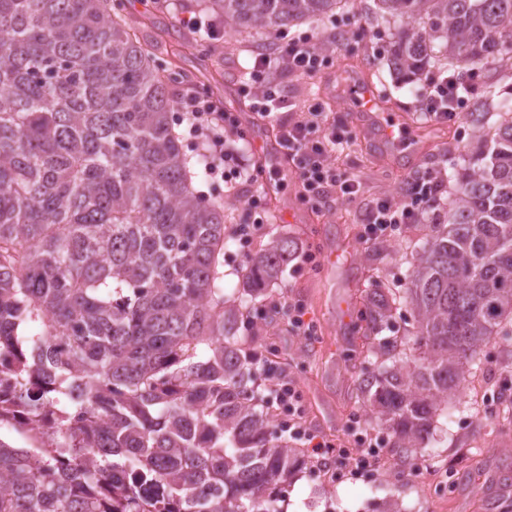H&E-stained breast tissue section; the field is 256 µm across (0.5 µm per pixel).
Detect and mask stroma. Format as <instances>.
Wrapping results in <instances>:
<instances>
[{
	"label": "stroma",
	"mask_w": 512,
	"mask_h": 512,
	"mask_svg": "<svg viewBox=\"0 0 512 512\" xmlns=\"http://www.w3.org/2000/svg\"><path fill=\"white\" fill-rule=\"evenodd\" d=\"M372 6V0H349L323 26L292 27L295 35L312 32L327 49L326 61L313 77L285 70L276 75L285 116L294 119L318 110L326 124L344 122L354 132L343 150L330 153L329 161L351 173L360 191L351 199L330 197L317 213L301 200L290 168L261 161L260 140L273 130L269 121L253 118L251 102L241 94L254 49L245 42L229 49L222 18L194 6L179 10V17L196 19L210 30L206 43L214 63L209 95L221 100L225 111L245 119L248 136L247 142L228 144L242 158L239 177L202 174L194 186L225 204L229 230L241 224L257 227L248 243L232 238L224 248L225 294L241 288L243 265L271 235L296 240L297 253L286 273L255 305V325L239 333L271 343L265 358L298 393L309 430L343 448L354 447L359 432L379 440L384 450L385 468L371 480L348 471L328 481V471L338 468L335 456L309 455L288 486V512H373L377 501L390 493L407 512H512V423L503 421L499 412L502 402L512 400V335L495 337L483 348L479 370L449 395L412 457L393 449L390 432L358 396L366 352L353 325L365 296L372 288L400 292L426 241V226L447 211L449 194L439 193L433 209L421 212L415 223L401 225L391 239L364 245L359 233L366 211L382 196L403 200L409 177L425 170L447 178L449 154L473 146L472 103H464L456 121L429 120L420 110V92L396 82L387 56L394 28L376 19ZM126 11L140 40L154 44L156 52L174 53L180 68L195 71L196 60L189 50L179 49L177 35L169 31V12L157 10L153 0H127ZM367 75L378 79L380 96L395 103L422 142H376L361 128L348 110L344 87ZM310 250L317 252V264L305 261ZM276 304L301 306L309 331L297 330L287 315L268 318ZM440 474L448 481L444 496L433 492Z\"/></svg>",
	"instance_id": "35a3bbf8"
}]
</instances>
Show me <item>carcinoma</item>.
Segmentation results:
<instances>
[{"label": "carcinoma", "mask_w": 512, "mask_h": 512, "mask_svg": "<svg viewBox=\"0 0 512 512\" xmlns=\"http://www.w3.org/2000/svg\"><path fill=\"white\" fill-rule=\"evenodd\" d=\"M247 33L332 17L342 0H194ZM400 23L401 83L511 72L512 0H373ZM121 0H0V512H284L305 454L271 430L276 392L238 326L295 243L271 237L244 287L221 285L227 215L193 187L170 85ZM473 139L453 159L448 220L408 274L416 331L381 336L397 297L375 288L359 392L416 453L512 324V82L476 90Z\"/></svg>", "instance_id": "1"}]
</instances>
